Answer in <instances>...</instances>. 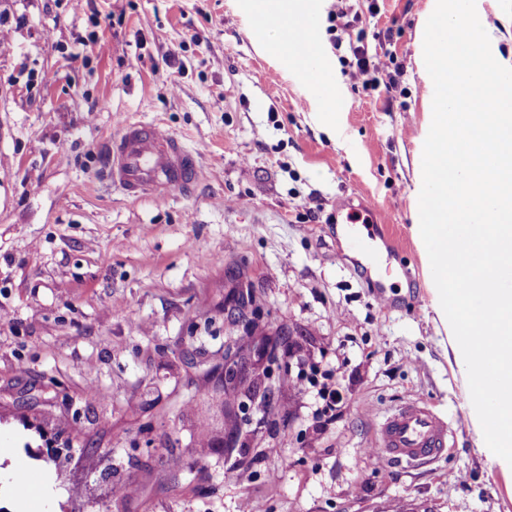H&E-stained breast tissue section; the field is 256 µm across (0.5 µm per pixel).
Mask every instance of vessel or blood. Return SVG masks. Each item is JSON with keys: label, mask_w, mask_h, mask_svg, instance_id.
I'll list each match as a JSON object with an SVG mask.
<instances>
[{"label": "vessel or blood", "mask_w": 512, "mask_h": 512, "mask_svg": "<svg viewBox=\"0 0 512 512\" xmlns=\"http://www.w3.org/2000/svg\"><path fill=\"white\" fill-rule=\"evenodd\" d=\"M201 176L197 152L157 126L126 122L109 145L108 179L130 198L191 188ZM369 241L361 256L389 263L392 245L380 246L373 225L363 224ZM451 434L425 405L411 402L384 415L377 426L376 457L394 463L430 460L442 453Z\"/></svg>", "instance_id": "obj_1"}]
</instances>
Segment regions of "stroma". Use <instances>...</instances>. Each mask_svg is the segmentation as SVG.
I'll use <instances>...</instances> for the list:
<instances>
[{
    "mask_svg": "<svg viewBox=\"0 0 512 512\" xmlns=\"http://www.w3.org/2000/svg\"><path fill=\"white\" fill-rule=\"evenodd\" d=\"M339 4L369 53H392V84L354 86L326 32ZM437 4L306 0L321 88L276 48L277 26H254L258 0H0V448L43 480L26 504L0 462V512H512L467 432L415 231L442 91ZM467 5L512 70V0ZM127 120L197 147V185L139 201L111 188L103 154ZM367 205L404 265L385 304L336 222ZM238 268L290 334L288 384L254 412L242 456L196 394L224 366ZM323 383L340 396L325 423ZM407 402L453 437L376 475L377 424Z\"/></svg>",
    "mask_w": 512,
    "mask_h": 512,
    "instance_id": "stroma-1",
    "label": "stroma"
}]
</instances>
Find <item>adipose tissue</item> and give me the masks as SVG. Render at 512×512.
<instances>
[{"label":"adipose tissue","instance_id":"1","mask_svg":"<svg viewBox=\"0 0 512 512\" xmlns=\"http://www.w3.org/2000/svg\"><path fill=\"white\" fill-rule=\"evenodd\" d=\"M491 38L466 0L442 11L431 50L443 76L429 174L430 303L444 332L442 354L465 391V419L490 475L512 500V85L497 79ZM483 111H475L476 102ZM462 227L449 237L448 227ZM492 255L481 278L473 252Z\"/></svg>","mask_w":512,"mask_h":512}]
</instances>
